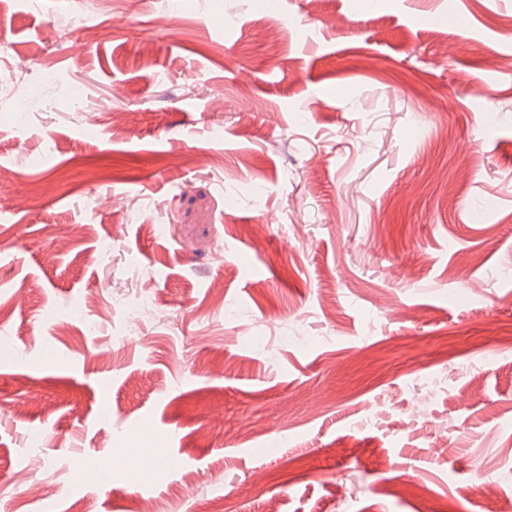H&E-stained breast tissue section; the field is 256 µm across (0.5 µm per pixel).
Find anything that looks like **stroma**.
<instances>
[{
	"mask_svg": "<svg viewBox=\"0 0 512 512\" xmlns=\"http://www.w3.org/2000/svg\"><path fill=\"white\" fill-rule=\"evenodd\" d=\"M0 53V512H501L512 0H0Z\"/></svg>",
	"mask_w": 512,
	"mask_h": 512,
	"instance_id": "obj_1",
	"label": "stroma"
}]
</instances>
